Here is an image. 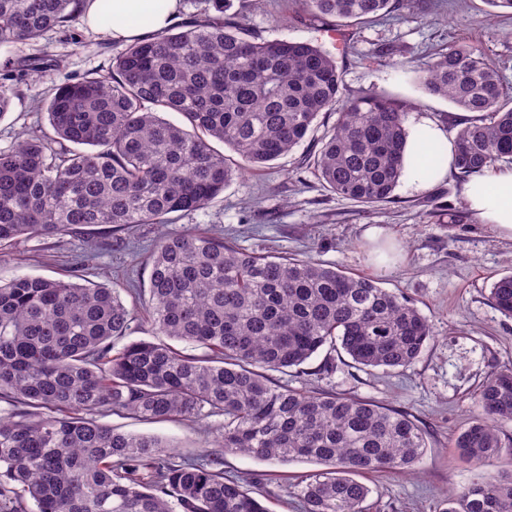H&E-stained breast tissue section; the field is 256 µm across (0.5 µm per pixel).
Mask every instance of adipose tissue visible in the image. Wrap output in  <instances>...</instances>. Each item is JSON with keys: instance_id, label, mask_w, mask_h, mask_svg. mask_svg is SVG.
Listing matches in <instances>:
<instances>
[{"instance_id": "1", "label": "adipose tissue", "mask_w": 512, "mask_h": 512, "mask_svg": "<svg viewBox=\"0 0 512 512\" xmlns=\"http://www.w3.org/2000/svg\"><path fill=\"white\" fill-rule=\"evenodd\" d=\"M180 8V0H87L84 21L113 41L130 42L169 27ZM464 195L479 223L512 240V168H494L472 178Z\"/></svg>"}]
</instances>
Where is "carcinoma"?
I'll return each mask as SVG.
<instances>
[{
    "instance_id": "cac0c4a2",
    "label": "carcinoma",
    "mask_w": 512,
    "mask_h": 512,
    "mask_svg": "<svg viewBox=\"0 0 512 512\" xmlns=\"http://www.w3.org/2000/svg\"><path fill=\"white\" fill-rule=\"evenodd\" d=\"M392 0H297L305 20L332 23L389 12ZM83 0H0V44L37 43L78 19ZM225 0L137 39L107 72L55 84L33 105L52 132L0 151V245L98 227L106 245L130 224H168L205 209L241 171L300 145L336 114L315 166L334 194L386 204L404 174L411 104L373 88L345 95L335 58L309 42L266 40ZM396 53L376 59L395 65ZM431 95L473 118L454 141L451 171L467 180L512 158V97L486 53L458 43L403 61ZM63 67L35 57L0 62V119L16 86ZM179 113L185 125L161 112ZM240 157L228 165L211 141ZM85 149L79 150L77 146ZM147 313L158 341L115 349L134 313L120 289L39 276L0 282V512H268L224 475V454L277 464L316 460L302 480L303 512H365L369 472H410L426 448L415 418L377 402L281 385L272 373L324 348L360 369H404L431 327L402 293L311 258L243 252L210 233L171 234L149 255ZM490 299L512 318V271ZM202 350L187 354L173 346ZM478 415L454 440L486 464L512 451V368L489 375ZM162 422L220 418L215 450L184 456L155 436L118 432L105 410ZM443 512H512V473L448 494Z\"/></svg>"
}]
</instances>
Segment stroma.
Here are the masks:
<instances>
[{
    "instance_id": "35a3bbf8",
    "label": "stroma",
    "mask_w": 512,
    "mask_h": 512,
    "mask_svg": "<svg viewBox=\"0 0 512 512\" xmlns=\"http://www.w3.org/2000/svg\"><path fill=\"white\" fill-rule=\"evenodd\" d=\"M424 10L402 8L336 36L322 26L297 18L293 0H230L226 16H244L252 31L268 39L309 41L335 56L350 91L375 88L411 101L405 125L416 134L425 124L440 127L454 140L461 124L459 109L425 92L415 73L376 64L379 45L397 47L403 56L419 58L457 43L483 48L504 82L512 88V15L486 19L484 0H424ZM121 43L91 31L83 21L52 30L39 43L0 44V59L50 54L63 61L62 75L77 77L107 68ZM50 81L31 77L19 86L10 109L0 119V150L25 139L31 128L47 126L46 114L33 112L45 99ZM332 118L322 119L291 153L268 165L235 176L205 210L175 216L170 224H139L126 231L128 250H93L83 233L33 239L0 248V281L32 275L106 287L149 285L147 258L163 234L210 231L237 248L257 254H308L349 274L377 278L381 287L404 292L427 318L432 336L416 361L405 369L361 370L344 352L335 367L323 371L325 354L302 368L276 373L292 388H319L368 398L414 416L428 447L413 472L365 476L370 489L368 512H441L450 491L512 471V454L489 464L463 460L451 445L476 408L473 397L492 372L512 367V319L489 300L492 282L512 271V240L477 224L463 197L464 180L437 173L423 185L402 176L392 202L368 209L334 195L317 177L316 144ZM459 215L458 223L448 221ZM389 228L404 259L381 270L366 256L364 232ZM88 263H81L82 255ZM100 422L124 432L152 435L185 455L201 453L210 420L144 422L119 411H103ZM318 463L298 460L286 465L245 454H225V475L251 484L264 479L263 502L269 512H302L299 497L304 475Z\"/></svg>"
}]
</instances>
